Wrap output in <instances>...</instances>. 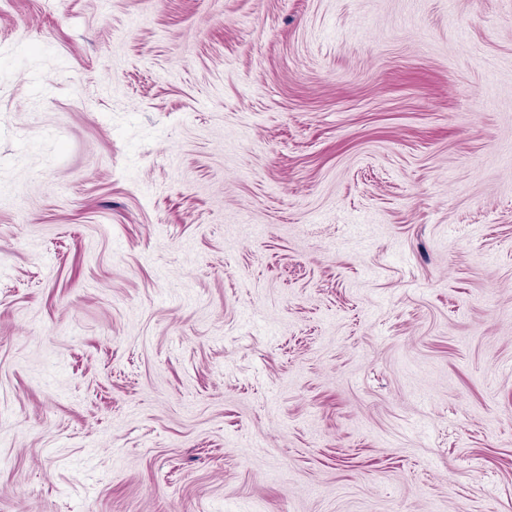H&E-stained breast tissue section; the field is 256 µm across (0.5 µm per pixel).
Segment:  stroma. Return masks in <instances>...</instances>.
<instances>
[{"label":"stroma","mask_w":512,"mask_h":512,"mask_svg":"<svg viewBox=\"0 0 512 512\" xmlns=\"http://www.w3.org/2000/svg\"><path fill=\"white\" fill-rule=\"evenodd\" d=\"M0 512H512V0H0Z\"/></svg>","instance_id":"stroma-1"}]
</instances>
